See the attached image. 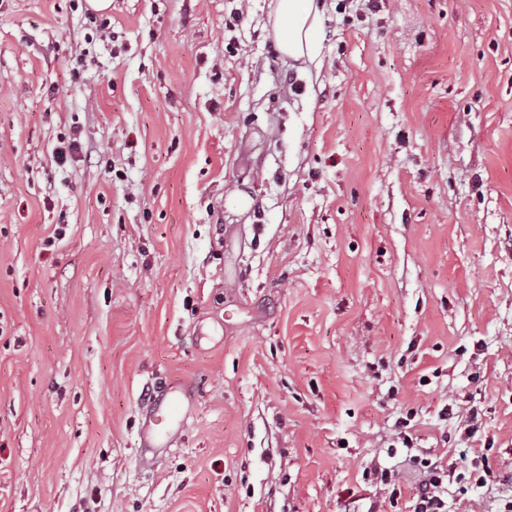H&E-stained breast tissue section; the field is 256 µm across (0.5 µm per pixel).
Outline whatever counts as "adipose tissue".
<instances>
[{"mask_svg": "<svg viewBox=\"0 0 512 512\" xmlns=\"http://www.w3.org/2000/svg\"><path fill=\"white\" fill-rule=\"evenodd\" d=\"M322 14L321 0H274L271 31L280 53L296 61H314Z\"/></svg>", "mask_w": 512, "mask_h": 512, "instance_id": "adipose-tissue-1", "label": "adipose tissue"}]
</instances>
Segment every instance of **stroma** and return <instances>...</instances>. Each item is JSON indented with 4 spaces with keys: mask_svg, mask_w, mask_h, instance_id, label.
<instances>
[{
    "mask_svg": "<svg viewBox=\"0 0 512 512\" xmlns=\"http://www.w3.org/2000/svg\"><path fill=\"white\" fill-rule=\"evenodd\" d=\"M272 8L0 0V512L512 500V0H323L312 63ZM168 438L169 428L166 430L160 428L154 418L152 419L149 416L142 431L141 448H144L145 452L153 448H165L168 444ZM422 467L423 479L415 488L412 512H447L444 484L448 483V469L430 458L414 456Z\"/></svg>",
    "mask_w": 512,
    "mask_h": 512,
    "instance_id": "obj_1",
    "label": "stroma"
}]
</instances>
